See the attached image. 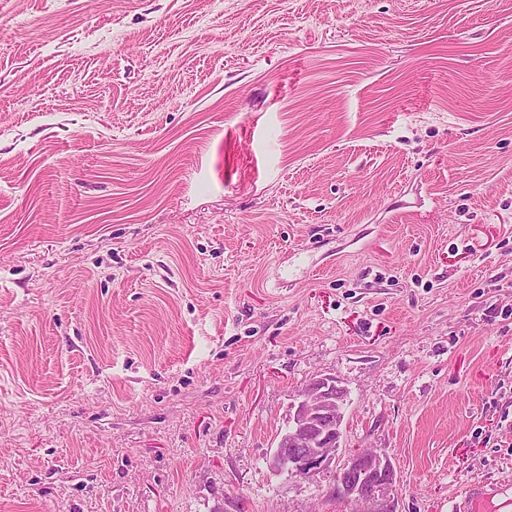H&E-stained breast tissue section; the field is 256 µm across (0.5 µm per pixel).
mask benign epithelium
Returning <instances> with one entry per match:
<instances>
[{
  "label": "benign epithelium",
  "instance_id": "7a95c632",
  "mask_svg": "<svg viewBox=\"0 0 512 512\" xmlns=\"http://www.w3.org/2000/svg\"><path fill=\"white\" fill-rule=\"evenodd\" d=\"M347 390L330 376L318 377L296 395L288 428L270 456V468L306 478L326 468L340 448ZM397 475L391 459L376 449L347 456L337 477L336 497L361 506V512H395L391 491Z\"/></svg>",
  "mask_w": 512,
  "mask_h": 512
}]
</instances>
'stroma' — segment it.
<instances>
[{
	"label": "stroma",
	"instance_id": "35a3bbf8",
	"mask_svg": "<svg viewBox=\"0 0 512 512\" xmlns=\"http://www.w3.org/2000/svg\"><path fill=\"white\" fill-rule=\"evenodd\" d=\"M367 448L512 512V0H0V512H353ZM347 390L330 376L318 377L296 395L288 428L270 456L279 474L306 478L326 468L340 448Z\"/></svg>",
	"mask_w": 512,
	"mask_h": 512
}]
</instances>
